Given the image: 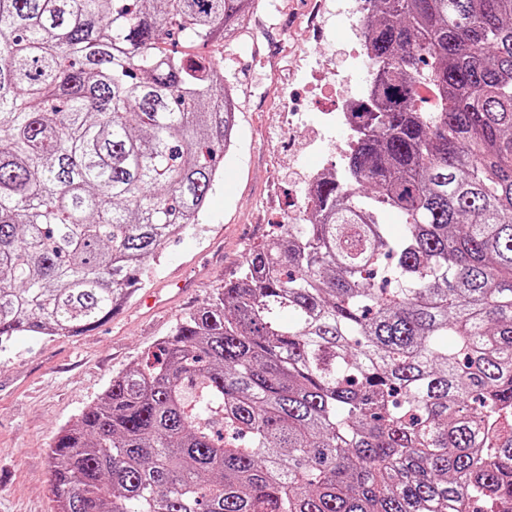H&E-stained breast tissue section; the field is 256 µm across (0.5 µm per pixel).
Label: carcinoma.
<instances>
[{"instance_id": "cac0c4a2", "label": "carcinoma", "mask_w": 512, "mask_h": 512, "mask_svg": "<svg viewBox=\"0 0 512 512\" xmlns=\"http://www.w3.org/2000/svg\"><path fill=\"white\" fill-rule=\"evenodd\" d=\"M364 2L314 222L60 428L55 512H512V0ZM258 4L0 0V345L103 322L198 223L235 109L183 48Z\"/></svg>"}]
</instances>
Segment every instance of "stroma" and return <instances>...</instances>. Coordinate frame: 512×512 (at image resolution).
I'll return each mask as SVG.
<instances>
[{"label":"stroma","mask_w":512,"mask_h":512,"mask_svg":"<svg viewBox=\"0 0 512 512\" xmlns=\"http://www.w3.org/2000/svg\"><path fill=\"white\" fill-rule=\"evenodd\" d=\"M263 2L238 39L206 47L234 96L236 139L201 223L139 270L142 289L158 292L166 306L132 300L81 335L18 336L0 346V512H53L47 452L55 433L223 288L250 249L296 209L308 168L342 162L346 138L321 113L356 95L362 82L336 0H324L328 38L321 43L308 36L311 0ZM175 277L189 288L172 286Z\"/></svg>","instance_id":"obj_1"}]
</instances>
